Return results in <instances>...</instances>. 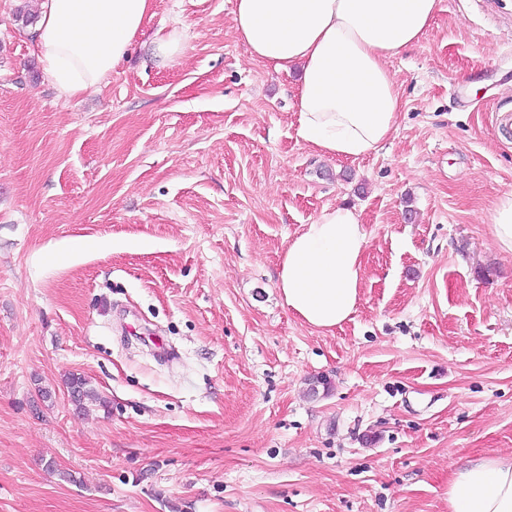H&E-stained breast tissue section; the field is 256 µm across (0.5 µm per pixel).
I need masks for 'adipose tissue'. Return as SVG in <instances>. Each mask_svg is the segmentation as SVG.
Returning a JSON list of instances; mask_svg holds the SVG:
<instances>
[{
	"mask_svg": "<svg viewBox=\"0 0 512 512\" xmlns=\"http://www.w3.org/2000/svg\"><path fill=\"white\" fill-rule=\"evenodd\" d=\"M155 0H45L34 32L60 96L97 88L153 17ZM438 0H235L234 30L253 59L301 73L298 135L321 155L360 158L394 131L400 93L388 61L425 34ZM367 235L353 209L324 210L292 238L277 286L284 305L329 333L361 298ZM448 512H512V456L452 469Z\"/></svg>",
	"mask_w": 512,
	"mask_h": 512,
	"instance_id": "ef3b65f1",
	"label": "adipose tissue"
}]
</instances>
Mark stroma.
Wrapping results in <instances>:
<instances>
[{"instance_id":"stroma-1","label":"stroma","mask_w":512,"mask_h":512,"mask_svg":"<svg viewBox=\"0 0 512 512\" xmlns=\"http://www.w3.org/2000/svg\"><path fill=\"white\" fill-rule=\"evenodd\" d=\"M42 2L0 0V512H448L458 461L512 453V253L487 222L512 191V0H439L358 159L298 137L299 74L251 58L235 0H155L71 98L25 21ZM340 204L362 300L322 334L277 271ZM171 25L173 28L168 34L161 35L158 31L149 41L155 62L163 67L177 64L184 51L179 30L183 26V22L176 19L172 21Z\"/></svg>"}]
</instances>
